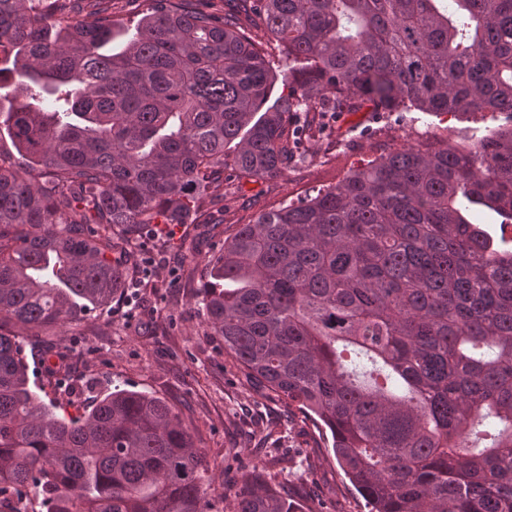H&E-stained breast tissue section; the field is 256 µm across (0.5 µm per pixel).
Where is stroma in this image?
Listing matches in <instances>:
<instances>
[{
	"label": "stroma",
	"instance_id": "stroma-1",
	"mask_svg": "<svg viewBox=\"0 0 512 512\" xmlns=\"http://www.w3.org/2000/svg\"><path fill=\"white\" fill-rule=\"evenodd\" d=\"M494 125L470 115L345 112L333 133H312L304 161L281 175L225 179L223 200L195 209L175 237L137 244L165 268L145 277L131 306L26 337L33 390L75 412L122 382L174 407L205 458L213 512H230L242 474L254 468L272 474V486L300 512H367L324 429L251 382L211 336L198 305L206 263L238 225L336 185L402 144L470 145Z\"/></svg>",
	"mask_w": 512,
	"mask_h": 512
}]
</instances>
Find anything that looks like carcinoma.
<instances>
[{
  "mask_svg": "<svg viewBox=\"0 0 512 512\" xmlns=\"http://www.w3.org/2000/svg\"><path fill=\"white\" fill-rule=\"evenodd\" d=\"M102 2L72 0L95 19L54 28L53 0H0V130L26 156L0 165V502L211 512L178 412L116 387L59 415L23 335L125 292L112 228L164 234L224 196V169L277 176L366 108L502 123L468 147L404 144L239 225L199 306L249 379L330 432L368 512H512V247L467 217L512 221V0H240L222 17L146 0L116 53ZM234 512L300 510L254 470Z\"/></svg>",
  "mask_w": 512,
  "mask_h": 512,
  "instance_id": "cac0c4a2",
  "label": "carcinoma"
}]
</instances>
